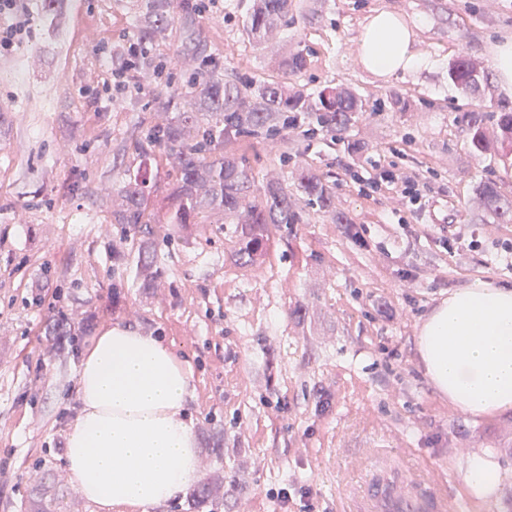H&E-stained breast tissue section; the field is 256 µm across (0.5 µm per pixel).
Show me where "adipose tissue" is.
Returning <instances> with one entry per match:
<instances>
[{"mask_svg": "<svg viewBox=\"0 0 512 512\" xmlns=\"http://www.w3.org/2000/svg\"><path fill=\"white\" fill-rule=\"evenodd\" d=\"M356 56L378 75L423 63L407 27L390 14L371 21ZM418 350L430 381L457 408L474 417L512 408V289L477 282L450 294L424 322ZM189 381V365L164 343L119 326L83 355L66 470L98 512H146L197 477L184 413Z\"/></svg>", "mask_w": 512, "mask_h": 512, "instance_id": "ef3b65f1", "label": "adipose tissue"}]
</instances>
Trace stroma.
<instances>
[{
  "instance_id": "obj_1",
  "label": "stroma",
  "mask_w": 512,
  "mask_h": 512,
  "mask_svg": "<svg viewBox=\"0 0 512 512\" xmlns=\"http://www.w3.org/2000/svg\"><path fill=\"white\" fill-rule=\"evenodd\" d=\"M144 0H29L30 43L0 57V512H97L66 473V434L80 402L81 353L119 325L159 338L190 366L186 410L210 512H337L348 459L395 448L433 463L464 495L473 449H497L501 496L512 494V409L471 418L430 382L418 352L427 316L476 282L512 288V231L492 223L473 186L496 183L512 202V156L475 157L455 117L512 107L493 49L512 42V0H306L257 46L243 23L250 0H216L193 18L202 48L184 39L177 12L151 65L100 109L88 93L128 57ZM399 16L426 67L385 78L354 49L370 20ZM308 67L291 88L348 89L364 117L347 138L301 136L288 159L278 142L247 138L255 187H293L299 168L327 176L348 221L309 213L273 227L259 263L237 253L236 226L219 213L188 230L112 222L119 183L137 173L135 142L171 119L201 56L226 82L275 81L295 49ZM467 58L486 77V101L463 95L448 64ZM408 98L400 110L398 98ZM361 143L349 154L346 140ZM419 174L420 198L370 192L385 171ZM453 248L444 250L439 238ZM156 276L137 271L142 244ZM65 325L76 340L55 335ZM293 497L282 508L276 491ZM501 496L469 512H499Z\"/></svg>"
}]
</instances>
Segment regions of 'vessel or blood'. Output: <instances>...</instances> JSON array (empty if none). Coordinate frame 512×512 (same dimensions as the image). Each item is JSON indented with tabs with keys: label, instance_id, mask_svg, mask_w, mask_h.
<instances>
[{
	"label": "vessel or blood",
	"instance_id": "obj_1",
	"mask_svg": "<svg viewBox=\"0 0 512 512\" xmlns=\"http://www.w3.org/2000/svg\"><path fill=\"white\" fill-rule=\"evenodd\" d=\"M359 469L345 485L341 512H462L460 500L448 493L447 477L404 453L371 449Z\"/></svg>",
	"mask_w": 512,
	"mask_h": 512
}]
</instances>
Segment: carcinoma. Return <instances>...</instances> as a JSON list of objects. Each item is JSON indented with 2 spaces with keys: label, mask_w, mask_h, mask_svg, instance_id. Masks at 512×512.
I'll list each match as a JSON object with an SVG mask.
<instances>
[{
  "label": "carcinoma",
  "mask_w": 512,
  "mask_h": 512,
  "mask_svg": "<svg viewBox=\"0 0 512 512\" xmlns=\"http://www.w3.org/2000/svg\"><path fill=\"white\" fill-rule=\"evenodd\" d=\"M293 0H251L245 33L248 40L261 43L274 30L288 24ZM174 0H148L139 26L143 40L161 39L174 13ZM308 65L303 50L283 56L276 64L283 79L256 83H227L217 71L218 63L201 61L198 76L186 92V109L167 124L155 126L139 140L137 148L148 158L162 152L176 179L157 205L165 224H196L204 212H218L239 224L238 255L255 262L274 224H304L305 215L296 210L288 188L279 183L264 187L265 203L247 200L253 177L238 153L245 137L279 138L283 148L292 145L291 135L325 130L348 131L366 112L362 98L349 90L325 88L315 97L288 88V78ZM448 80L465 94L485 96L486 80L464 58L448 66ZM468 152L481 157L512 155V109L495 112L474 109L464 114ZM146 177L122 181L115 191L120 203L112 210V223L126 228L152 223L146 215ZM297 190L308 205L328 214L337 224H346L345 215L334 209L333 191L321 174L303 168ZM474 192L486 211L500 224H512V204L503 200L495 185L479 182Z\"/></svg>",
  "instance_id": "1"
}]
</instances>
